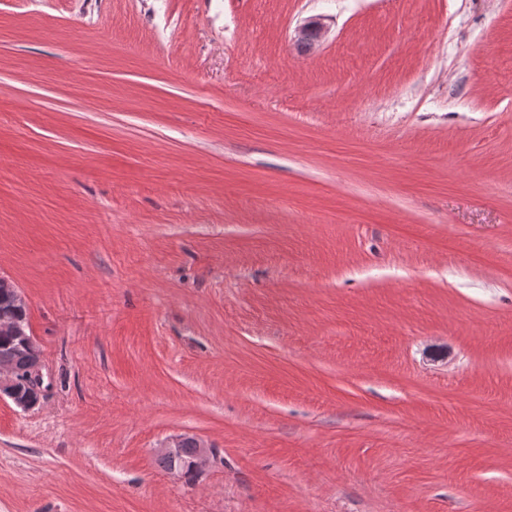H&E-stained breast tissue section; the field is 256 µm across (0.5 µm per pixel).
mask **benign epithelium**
<instances>
[{
	"instance_id": "7a95c632",
	"label": "benign epithelium",
	"mask_w": 512,
	"mask_h": 512,
	"mask_svg": "<svg viewBox=\"0 0 512 512\" xmlns=\"http://www.w3.org/2000/svg\"><path fill=\"white\" fill-rule=\"evenodd\" d=\"M323 30L321 19L310 18L297 29L295 38L311 47L321 37ZM0 334L18 337V348L28 357V365L21 371L13 361L0 356V398L7 397L16 406L24 410L31 409L39 403L44 391L39 345L27 328L5 316H0Z\"/></svg>"
}]
</instances>
